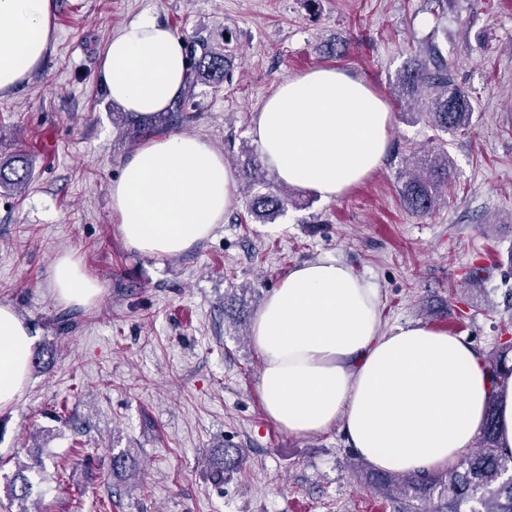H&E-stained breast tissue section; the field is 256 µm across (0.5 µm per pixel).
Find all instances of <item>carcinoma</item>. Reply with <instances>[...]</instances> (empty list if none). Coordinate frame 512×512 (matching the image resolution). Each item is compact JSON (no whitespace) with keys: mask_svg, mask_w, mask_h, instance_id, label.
Segmentation results:
<instances>
[{"mask_svg":"<svg viewBox=\"0 0 512 512\" xmlns=\"http://www.w3.org/2000/svg\"><path fill=\"white\" fill-rule=\"evenodd\" d=\"M189 69L183 94L167 112H160L150 121L139 122L130 136L142 139L159 126L166 127L183 118V109L192 96V89L205 78L218 85L224 80V55L202 45L187 44ZM398 96L407 106L422 112L429 124L444 133H457L471 124L472 105L467 94L448 80V63L437 56L427 62L413 58L398 80ZM247 181L259 182L263 166L251 155L241 168ZM30 177L29 159L22 153L0 160V188L6 190L24 186ZM399 197L405 210L417 217L433 212L448 192V154L438 152L434 158L407 168L399 176ZM291 203V197L279 187L270 185L268 191L249 199L248 212L261 223L276 220ZM512 353V338L502 333L489 353V368L494 376L505 371ZM245 462L242 448H226L214 463L221 471H233ZM372 484L386 497L402 504L409 503L410 512H512V455L500 453L496 441L495 410L489 406L486 423L478 449L462 455L450 467L398 477L394 474L373 473ZM30 481L23 473L7 486V495L24 502L29 496Z\"/></svg>","mask_w":512,"mask_h":512,"instance_id":"obj_1","label":"carcinoma"}]
</instances>
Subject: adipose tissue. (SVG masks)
Masks as SVG:
<instances>
[{
  "mask_svg": "<svg viewBox=\"0 0 512 512\" xmlns=\"http://www.w3.org/2000/svg\"><path fill=\"white\" fill-rule=\"evenodd\" d=\"M53 0H0V92L27 80L53 38ZM188 68L184 40L152 16L109 43L99 70L113 101L141 115L166 111ZM393 114L362 79L329 67L288 78L252 119L264 165L285 185L337 200L379 168ZM236 174L208 142L180 133L144 142L112 184L125 242L157 257L183 253L222 223ZM57 302L89 306L101 295L79 261L55 260ZM263 410L280 430L307 437L339 429L357 456L387 473L455 465L497 408V446L512 454V373L492 376L461 336L417 322L386 324L380 292L333 257L292 268L256 312ZM34 338L0 305V409L28 381Z\"/></svg>",
  "mask_w": 512,
  "mask_h": 512,
  "instance_id": "adipose-tissue-1",
  "label": "adipose tissue"
}]
</instances>
